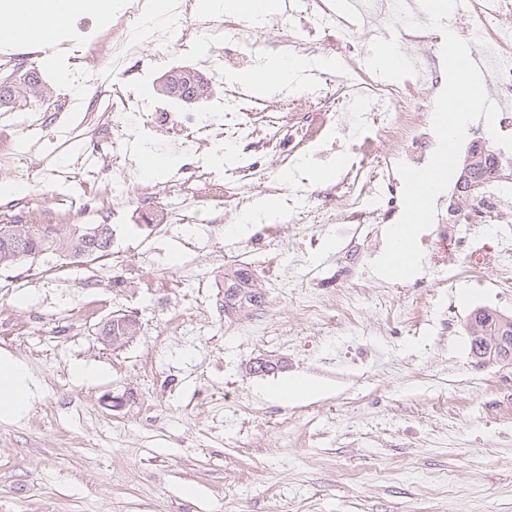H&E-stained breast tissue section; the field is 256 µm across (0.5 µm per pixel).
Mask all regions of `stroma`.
Wrapping results in <instances>:
<instances>
[{
    "label": "stroma",
    "instance_id": "stroma-1",
    "mask_svg": "<svg viewBox=\"0 0 512 512\" xmlns=\"http://www.w3.org/2000/svg\"><path fill=\"white\" fill-rule=\"evenodd\" d=\"M292 24L313 59L369 52L366 39L353 50L330 42L307 16ZM277 39L269 26L255 58L235 71L248 95L275 104L254 115L263 135L287 132L281 106L305 89L300 73L272 92L246 82ZM32 64L54 98L63 86L54 72L87 61L59 48ZM302 226L314 229L316 247L301 248ZM115 230L106 261H131L123 287H80L63 258L34 268L29 286L0 288V354L22 362L40 386L24 416L0 419V512H512V405L493 387L512 377V365L477 362L467 331L478 307L512 317L495 266L477 290L462 280L448 287L439 268L418 297L377 289L368 271L375 256L365 253V280L338 291L327 314L301 317L308 286L335 265L349 231L332 205L307 202L280 227L283 281L259 274L260 303L228 311L225 272L259 267L248 236L225 235L221 261L205 224L187 234ZM407 307L420 328L387 329ZM260 310L263 335L236 332ZM123 312L137 313L140 332L115 349L98 327ZM446 312L456 333L442 338L433 322ZM353 349L368 360L353 362ZM259 358L277 369L251 373ZM78 364L94 378H75ZM293 374L315 377L327 393L295 403L263 395Z\"/></svg>",
    "mask_w": 512,
    "mask_h": 512
}]
</instances>
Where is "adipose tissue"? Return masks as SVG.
I'll return each mask as SVG.
<instances>
[{"instance_id":"1","label":"adipose tissue","mask_w":512,"mask_h":512,"mask_svg":"<svg viewBox=\"0 0 512 512\" xmlns=\"http://www.w3.org/2000/svg\"><path fill=\"white\" fill-rule=\"evenodd\" d=\"M120 0H0V41L24 36L37 39L57 37L63 15L77 9L112 11ZM27 22L26 29L15 28L16 18ZM40 387L27 368L8 355H0V418L23 416L38 398Z\"/></svg>"}]
</instances>
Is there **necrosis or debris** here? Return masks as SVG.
Segmentation results:
<instances>
[{
    "mask_svg": "<svg viewBox=\"0 0 512 512\" xmlns=\"http://www.w3.org/2000/svg\"><path fill=\"white\" fill-rule=\"evenodd\" d=\"M329 0H306L314 20L332 27L342 44L351 46L363 36H376L387 28L392 13L386 0H364V17L350 23L329 7ZM141 0H128L131 21L120 37L105 39L88 32L82 49L94 60L88 68L71 72L67 90L60 100H37L36 104L0 113V169L25 162L30 173L52 190L51 206L34 210L31 196H13L0 205V221L7 224H131L140 223L149 233L161 226L189 228L207 222L214 230L224 228V213L246 212L255 194L273 195L282 190V179L262 164L268 152L283 159L296 158L300 146L320 144L324 129L353 131L356 140L345 157L339 183L323 190V197L337 199L344 223L356 235L346 241L358 251L357 236L398 220V162L418 166L430 159L436 137L423 115L432 111L439 75L426 65L419 50L426 37L407 29L403 52L414 60L417 76L392 84L376 81L358 62L335 80H320L291 100L296 116L287 136L257 137L250 121L253 110L247 95L231 80L224 55L211 50L207 61L221 93L209 100L205 111L175 112L166 103H146L132 87L144 74L142 58L146 47L163 45L173 50L188 47V16L192 0H172L169 17L159 21L142 11ZM462 14L475 16L477 23L466 31L468 38H482L495 47V60L482 71L500 107L498 130L512 135V0H464ZM266 20L226 21L221 25L224 44L234 46L241 60H249L261 42ZM116 76L125 92H109L107 76ZM168 127L192 142L221 140L237 149L252 152L255 160L243 176L226 178L187 158L178 179L147 182L136 176L129 159L131 142L148 144L156 129ZM383 132L386 141L401 145L399 157L370 162L366 152L372 135ZM51 133L54 140L76 146L52 165L36 157L38 139ZM378 183L380 202H373L370 183ZM126 200L125 208L112 207V198ZM512 200V168L499 167L496 177L467 207L449 203L440 218L438 236L447 243L452 258L448 269L455 276L480 285L489 261L486 246L477 244V231L503 221Z\"/></svg>",
    "mask_w": 512,
    "mask_h": 512,
    "instance_id": "4bbe7bcc",
    "label": "necrosis or debris"
}]
</instances>
